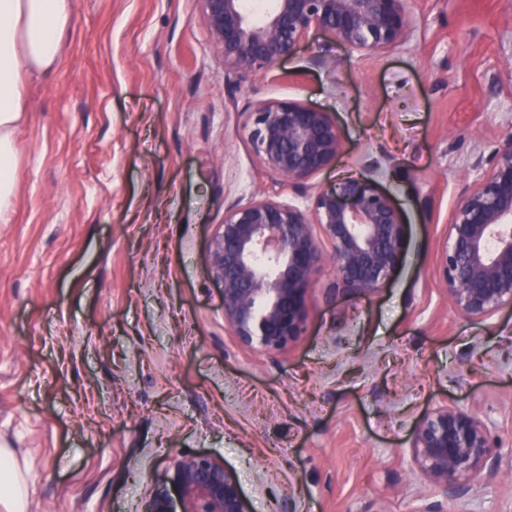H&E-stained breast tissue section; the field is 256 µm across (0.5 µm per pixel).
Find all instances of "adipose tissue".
Returning <instances> with one entry per match:
<instances>
[{
    "label": "adipose tissue",
    "mask_w": 512,
    "mask_h": 512,
    "mask_svg": "<svg viewBox=\"0 0 512 512\" xmlns=\"http://www.w3.org/2000/svg\"><path fill=\"white\" fill-rule=\"evenodd\" d=\"M71 11V0H0V217L13 202L14 133L25 112L21 78L53 72ZM27 494L23 474L0 448V505L24 512Z\"/></svg>",
    "instance_id": "ef3b65f1"
}]
</instances>
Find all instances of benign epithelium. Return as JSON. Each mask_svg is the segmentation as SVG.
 Masks as SVG:
<instances>
[{
    "instance_id": "7a95c632",
    "label": "benign epithelium",
    "mask_w": 512,
    "mask_h": 512,
    "mask_svg": "<svg viewBox=\"0 0 512 512\" xmlns=\"http://www.w3.org/2000/svg\"><path fill=\"white\" fill-rule=\"evenodd\" d=\"M201 19L224 66V78L268 74L313 32H323L364 59L403 45L413 19L408 0H270L259 19L244 0H198ZM247 142L262 167L286 179L305 205L254 198L224 215L209 255L223 288L224 325L238 342L279 351L303 332L313 276L331 261L336 286L377 293L402 263L407 225L372 181L308 192V181L341 150L326 112L281 99L248 113ZM448 300L466 319L484 322L512 310V138L456 204L439 252ZM415 470L445 495L476 494L512 468L489 424L445 402L417 421L410 444ZM143 512H248L232 472L202 453L167 468Z\"/></svg>"
}]
</instances>
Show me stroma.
<instances>
[{"instance_id": "35a3bbf8", "label": "stroma", "mask_w": 512, "mask_h": 512, "mask_svg": "<svg viewBox=\"0 0 512 512\" xmlns=\"http://www.w3.org/2000/svg\"><path fill=\"white\" fill-rule=\"evenodd\" d=\"M60 60L22 83L0 223V448L25 512H142L173 459L207 453L249 512H512V477L447 499L412 430L453 402L512 449V312L483 323L437 272L452 210L512 136V0H409L407 43L367 59L316 32L240 87L197 0H72ZM329 113L342 150L312 190L371 180L408 226L377 294L314 276L281 352L238 343L209 272L228 208L300 202L243 125L261 101Z\"/></svg>"}]
</instances>
